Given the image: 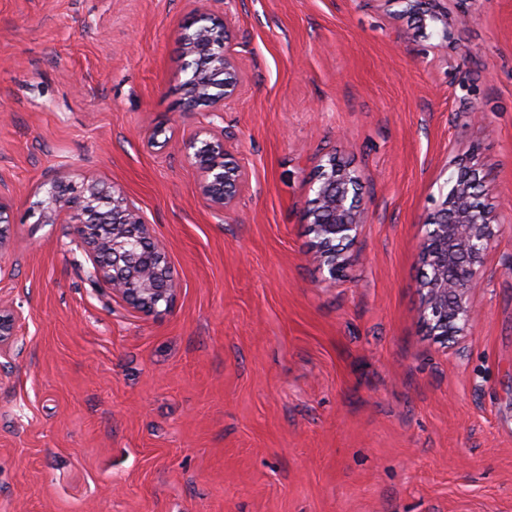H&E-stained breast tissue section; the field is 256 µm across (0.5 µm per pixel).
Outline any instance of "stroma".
Instances as JSON below:
<instances>
[{
	"label": "stroma",
	"mask_w": 512,
	"mask_h": 512,
	"mask_svg": "<svg viewBox=\"0 0 512 512\" xmlns=\"http://www.w3.org/2000/svg\"><path fill=\"white\" fill-rule=\"evenodd\" d=\"M243 82L187 111L192 0H0V512H512V0H209ZM449 39H442V30ZM480 111L474 121L472 111ZM246 180L208 207L180 148ZM336 157L364 223L337 276L304 205ZM496 236L455 339L427 335L424 224L463 159ZM120 189L176 300L88 280L55 179ZM439 0H384L387 3H402L404 4V8L402 13L405 15H409L415 19H418L419 22L426 21L427 18L431 20H439L443 21L444 27H448V22L444 20L443 15L441 13H437L435 8V2ZM210 135L211 140H199L195 136L186 139L181 149L203 174L199 187L203 201L210 208L224 211L234 205L246 174L225 149L224 138ZM22 320L21 314L12 306L0 302V357L5 355L15 342Z\"/></svg>",
	"instance_id": "stroma-1"
}]
</instances>
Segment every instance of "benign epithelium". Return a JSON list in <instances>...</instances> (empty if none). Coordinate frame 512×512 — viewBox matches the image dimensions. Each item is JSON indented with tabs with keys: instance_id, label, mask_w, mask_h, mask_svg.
Here are the masks:
<instances>
[{
	"instance_id": "1",
	"label": "benign epithelium",
	"mask_w": 512,
	"mask_h": 512,
	"mask_svg": "<svg viewBox=\"0 0 512 512\" xmlns=\"http://www.w3.org/2000/svg\"><path fill=\"white\" fill-rule=\"evenodd\" d=\"M385 2L404 4L402 13L420 22H443V40H448V22L436 12L437 0ZM192 25L194 29L182 36L189 57L183 82L187 110L217 112L236 95L242 81L239 66L227 50L231 32L202 0ZM181 149L203 174L200 196L207 206L221 211L231 208L246 174L225 149L224 138L214 134L201 141L194 136L183 141ZM361 181V174L331 157L320 168L314 195L304 206L305 220L316 238L312 259L327 267L333 279L343 263L344 244L354 240L363 224ZM446 186L439 208L424 224L421 259L427 270L420 307V319L428 333L444 341L474 315L468 291L474 286L476 266L494 237L491 212L479 203L482 181L478 170L461 164ZM11 202L9 190L0 186V247L7 238ZM39 207L45 222L62 220L75 225L78 242L91 264L93 283L107 286L112 295L142 312L172 306L177 288L165 252L153 243L151 225L128 205L120 191L97 182L77 186L54 181ZM134 239L152 244L150 261H144L132 247ZM21 320L18 311L0 302V357L17 342Z\"/></svg>"
}]
</instances>
